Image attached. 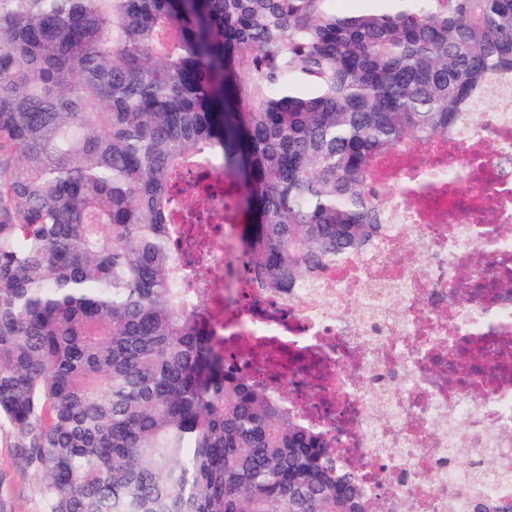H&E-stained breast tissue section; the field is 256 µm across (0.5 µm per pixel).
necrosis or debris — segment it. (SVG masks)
<instances>
[{
    "label": "necrosis or debris",
    "instance_id": "1",
    "mask_svg": "<svg viewBox=\"0 0 512 512\" xmlns=\"http://www.w3.org/2000/svg\"><path fill=\"white\" fill-rule=\"evenodd\" d=\"M424 174L472 170L479 182L506 185L494 206L470 223L430 224L433 212L468 206L463 187L405 198L399 156L386 166L382 197L392 223L359 254L344 256L326 288L270 292L245 270L236 232L208 250L224 284L203 282L195 295L235 303L224 344L240 353L249 376L306 424L329 430L345 460H358L380 512H466L467 493L502 490L512 474V94L493 95L479 135L458 130L416 145ZM418 261H402L406 249ZM470 448L484 471L459 468L454 449Z\"/></svg>",
    "mask_w": 512,
    "mask_h": 512
}]
</instances>
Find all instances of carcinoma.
Instances as JSON below:
<instances>
[{
  "label": "carcinoma",
  "instance_id": "carcinoma-1",
  "mask_svg": "<svg viewBox=\"0 0 512 512\" xmlns=\"http://www.w3.org/2000/svg\"><path fill=\"white\" fill-rule=\"evenodd\" d=\"M396 2L0 0V422L44 512H378L220 354L171 201L224 169L252 283L326 287L389 221L381 159L512 76V0Z\"/></svg>",
  "mask_w": 512,
  "mask_h": 512
}]
</instances>
